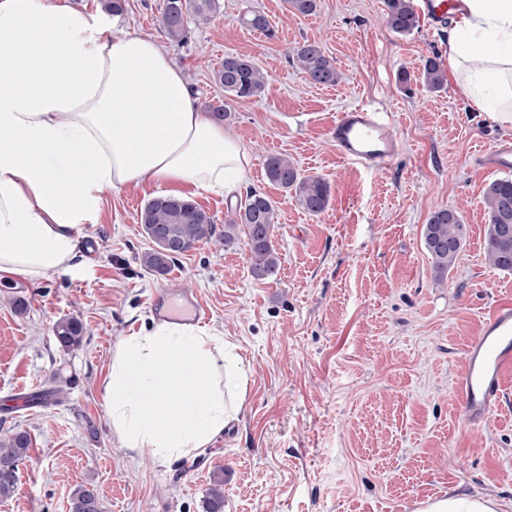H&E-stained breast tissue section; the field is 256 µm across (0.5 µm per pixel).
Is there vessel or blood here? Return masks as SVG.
Returning a JSON list of instances; mask_svg holds the SVG:
<instances>
[{
	"label": "vessel or blood",
	"mask_w": 512,
	"mask_h": 512,
	"mask_svg": "<svg viewBox=\"0 0 512 512\" xmlns=\"http://www.w3.org/2000/svg\"><path fill=\"white\" fill-rule=\"evenodd\" d=\"M455 0H414L415 9L433 26L447 24ZM337 152L369 170L388 165L398 150L392 125L384 115L363 107L340 113L330 128ZM491 172L512 170V139L498 142L479 159ZM512 373V305L495 307L479 336L468 345L456 392L467 423L484 422L500 404L506 374Z\"/></svg>",
	"instance_id": "b4317fda"
}]
</instances>
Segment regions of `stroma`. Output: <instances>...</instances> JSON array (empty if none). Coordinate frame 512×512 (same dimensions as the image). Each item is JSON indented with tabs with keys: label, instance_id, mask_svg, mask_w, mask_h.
<instances>
[{
	"label": "stroma",
	"instance_id": "obj_1",
	"mask_svg": "<svg viewBox=\"0 0 512 512\" xmlns=\"http://www.w3.org/2000/svg\"><path fill=\"white\" fill-rule=\"evenodd\" d=\"M166 0H124L123 31L163 42L184 69L201 110L228 105L225 128L249 150L245 185L278 206L276 277L248 271L244 244L204 242L159 275L137 256L151 248L138 215L152 185L107 191L97 223L84 225V260L37 284L0 283V399L55 390L53 402L0 410V428L30 432L19 486L0 512H72L77 486L103 512H204L213 473L224 474V512H419L431 499L467 492L512 512V375L482 425L464 420L455 385L468 343L490 311L512 303V273L484 255L483 191L493 175L475 159L504 136L472 110L455 80L427 91L416 74L448 59L447 34L421 23L400 35L384 0H319L297 17L283 0H219L213 20L191 24L186 43L161 30ZM268 15L274 38L248 30L245 8ZM315 42L333 58V86L305 80L289 47ZM250 56L269 74L260 97L225 102L212 71L225 54ZM409 71L411 79L398 75ZM390 112L399 151L377 172L341 158L329 129L346 107ZM288 156L322 178L330 202L317 216L269 184L266 156ZM457 209L467 245L435 280L422 228ZM197 295L204 327L236 343L249 380L243 410L198 457L163 466L120 448L101 382L118 340L139 330L157 293ZM24 300V312L13 304ZM82 322L74 351L53 324Z\"/></svg>",
	"mask_w": 512,
	"mask_h": 512
}]
</instances>
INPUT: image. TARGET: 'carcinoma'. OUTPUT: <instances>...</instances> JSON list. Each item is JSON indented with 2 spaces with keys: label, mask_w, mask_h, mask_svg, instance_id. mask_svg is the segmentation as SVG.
<instances>
[{
  "label": "carcinoma",
  "mask_w": 512,
  "mask_h": 512,
  "mask_svg": "<svg viewBox=\"0 0 512 512\" xmlns=\"http://www.w3.org/2000/svg\"><path fill=\"white\" fill-rule=\"evenodd\" d=\"M287 11L297 16L316 12L318 0H285ZM218 0H167L161 25L166 38L177 44L188 40V19L209 21L217 12ZM386 24L397 34H410L419 27L413 0H385ZM246 27L272 34L265 13L248 10L241 17ZM292 59L304 77L315 84L334 85L339 79L334 60L315 42H304L293 49ZM214 82L224 89V97L245 101L260 96L268 75L246 55L226 54L224 62L213 71ZM419 80L430 91L443 88V65L435 58L426 59L419 69ZM267 181L291 192L306 212L317 215L329 204V186L317 177L303 175L288 157L272 154L265 158ZM487 209L485 258L493 268L512 272V178H497L484 191ZM278 223L274 200L265 192L251 189L235 207L233 217L217 231L213 216L189 197L159 195L149 199L140 210L139 224L154 247L139 256L141 265L158 274L166 273L179 257L214 237L230 247L238 242L247 246L249 271L253 278L275 276L280 265L279 253L272 243ZM423 244L435 278L443 279L459 260L466 241V225L459 211L439 209L424 225ZM59 345L67 350L83 345L85 330L76 319H61L53 325ZM32 446L29 431L15 429L0 436V498L11 497L18 487L19 465ZM72 512H102L94 491L80 487L73 497ZM205 512H224V477H213L205 499Z\"/></svg>",
  "instance_id": "carcinoma-1"
}]
</instances>
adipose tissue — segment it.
Returning <instances> with one entry per match:
<instances>
[{
	"label": "adipose tissue",
	"mask_w": 512,
	"mask_h": 512,
	"mask_svg": "<svg viewBox=\"0 0 512 512\" xmlns=\"http://www.w3.org/2000/svg\"><path fill=\"white\" fill-rule=\"evenodd\" d=\"M448 59L471 107L512 124V0H460ZM68 0H0V281L78 267L107 191L224 195L250 163L156 40ZM248 378L217 331L152 320L116 344L102 397L122 448L172 464L238 420Z\"/></svg>",
	"instance_id": "ef3b65f1"
}]
</instances>
